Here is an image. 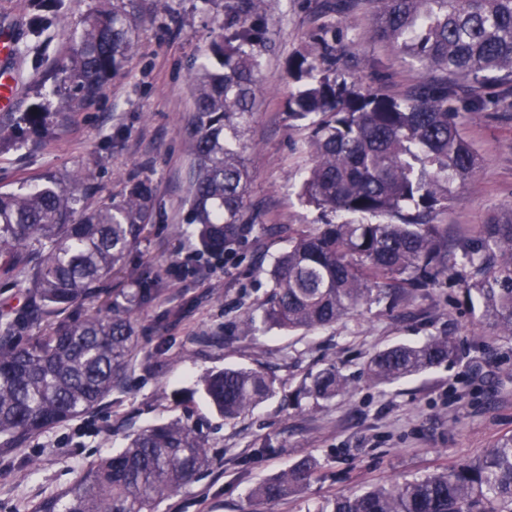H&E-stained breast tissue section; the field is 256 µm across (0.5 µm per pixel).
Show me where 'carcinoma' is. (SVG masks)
<instances>
[{
    "instance_id": "1",
    "label": "carcinoma",
    "mask_w": 512,
    "mask_h": 512,
    "mask_svg": "<svg viewBox=\"0 0 512 512\" xmlns=\"http://www.w3.org/2000/svg\"><path fill=\"white\" fill-rule=\"evenodd\" d=\"M262 0H235L214 43L220 68L203 64L194 76V176L188 223L202 255L219 259L242 241L249 173L242 133L256 106L264 30ZM373 37L419 62L436 79L401 101L356 93L317 75V59L301 55L292 70L302 86L288 112L315 117L308 144L313 162L301 196L327 218L315 231L288 239L274 260L263 304L267 322L288 330L325 327L381 299L430 287L458 269L468 271L467 295L501 336L512 338V211L491 219L476 239L454 247L434 224L448 208L453 185L477 176L483 159L463 133L448 100L463 87L493 82L496 99L473 95L472 112L512 107V0H379ZM82 21L66 72L85 99L98 95L132 49L133 19L100 0ZM72 194L52 179L25 192H0V273L19 271L28 292L17 319L0 336V437L17 442L89 413L124 374L134 349L131 312L152 298L136 288L104 313L50 321L52 313L98 297L143 237L151 197L132 183L123 200L104 202L71 222ZM45 240L36 260L21 247ZM46 323L26 346L14 343L21 325ZM446 334L421 345L376 352L364 375L385 386L457 357ZM201 390L226 421L278 393L276 379L253 368H226L205 377ZM350 392L331 365L304 381L300 393L327 401ZM201 437L175 419L152 425L124 449L86 469L33 512H155L162 499L210 466ZM317 468L304 458L258 484L251 497L275 503L297 492ZM311 512H512V436L476 462L327 500Z\"/></svg>"
}]
</instances>
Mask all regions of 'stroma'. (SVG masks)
Listing matches in <instances>:
<instances>
[{"label":"stroma","mask_w":512,"mask_h":512,"mask_svg":"<svg viewBox=\"0 0 512 512\" xmlns=\"http://www.w3.org/2000/svg\"><path fill=\"white\" fill-rule=\"evenodd\" d=\"M136 24L133 49L102 92L84 100L64 65L81 22L99 0H0V29L14 30L19 99L0 112V190L15 191L55 178L74 187V216L100 202H120L131 181H145L152 220L96 305L56 312L81 318L111 306L124 293L149 288L153 298L134 310L138 338L121 384L91 412L8 447L0 442V512H32L45 497L70 486L91 464L123 448L129 436L156 423L181 420L199 433L210 467L158 512H307L336 496L401 484L474 462L512 435V339L497 335L464 301L460 279L361 308L315 331L287 332L262 320L274 259L290 236L311 232L319 213L298 189L312 163V124L290 117L298 87L288 63L326 39L336 60L321 73L354 91L401 100L420 84L419 64L368 36L373 4L333 11V0H263L266 47L260 57L256 106L243 140L254 218L223 262L195 265L199 248L185 203L192 178L189 152L191 78L224 35L228 0H113ZM72 112L61 113V99ZM453 101L462 129L484 160L482 173L458 187L438 214L450 239L476 237L483 224L512 211V109L470 112ZM253 316L242 333L240 320ZM448 334L460 357L385 386L363 370L377 351L421 344ZM336 367L353 392L328 402L293 393L306 377ZM226 367L262 368L278 395L236 421L217 415L199 381ZM317 460L314 477L288 499L261 506L250 498L260 482L303 457Z\"/></svg>","instance_id":"1"}]
</instances>
